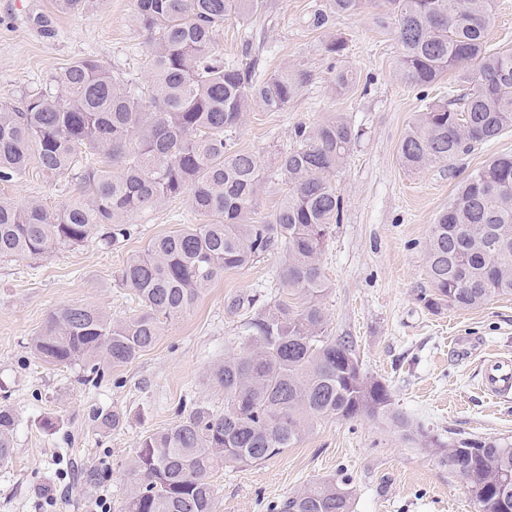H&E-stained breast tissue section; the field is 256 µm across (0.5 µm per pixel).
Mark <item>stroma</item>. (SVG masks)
Wrapping results in <instances>:
<instances>
[{
  "label": "stroma",
  "mask_w": 512,
  "mask_h": 512,
  "mask_svg": "<svg viewBox=\"0 0 512 512\" xmlns=\"http://www.w3.org/2000/svg\"><path fill=\"white\" fill-rule=\"evenodd\" d=\"M269 2L249 28L230 21L216 38L227 58L250 51L266 71L294 63L310 73L287 109L253 112L234 135L237 148L255 153L269 175L254 220L268 218L285 191L271 170L275 151L290 147L294 126L346 117L362 136L334 179L342 212L321 254L328 336L353 342L362 372L386 385L392 410L417 433L446 443L462 436L512 438V400H490L479 388L484 356L512 357V295L475 309H431L420 298L428 286L425 244L437 214L472 170L512 155V131L476 146L454 168L405 170L399 142L424 101L442 99L447 84L425 94L400 82V49L373 0L318 31L306 24L316 0ZM133 13L134 0H88L79 13L60 10L57 0H0V103L20 105L87 56L145 82L146 36ZM35 14L49 19L51 35L27 24ZM336 38L347 45L343 63L353 74L341 93L325 51ZM0 192L56 211L72 187L32 171ZM204 221L180 198L133 216L136 232L117 248L88 242L43 257L0 260V404H8L17 421L13 455L0 465V512H95L102 496L111 512H122L127 461L142 437L174 426L180 406L223 408L224 392L207 372L239 351L247 319L229 313L225 302L255 291L273 298L282 253L226 271L189 311L167 322L151 349L113 368L98 385L84 382L81 365L52 367L30 348L49 313L64 304H88L116 320L135 314L137 304L114 272L153 237ZM102 409L122 413L123 426L102 431L94 417ZM47 418L48 428L42 425ZM93 466L103 472L95 488L80 479L81 470ZM328 477L346 482L352 512H476L467 488L429 447L405 442L389 421L365 417L322 421L295 447L261 464L219 467L216 512H269L271 504Z\"/></svg>",
  "instance_id": "obj_1"
}]
</instances>
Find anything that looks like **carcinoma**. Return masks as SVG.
Returning a JSON list of instances; mask_svg holds the SVG:
<instances>
[{"mask_svg": "<svg viewBox=\"0 0 512 512\" xmlns=\"http://www.w3.org/2000/svg\"><path fill=\"white\" fill-rule=\"evenodd\" d=\"M400 47L397 74L427 89L450 75L446 98L408 125L398 147L408 171L453 167L478 144L512 129V47L488 45L491 0H373ZM363 0H325L308 27L328 28ZM267 0H135L134 19L147 35L148 80L125 79L101 61L72 62L22 105L0 104V185L35 169L66 177L75 197L61 210L24 206L0 194V259L41 256L90 240L104 249L132 237L130 218L187 196L211 218L152 238L123 260L118 285L141 312L114 321L86 304L47 317L31 349L53 366L82 363L84 381L133 362L162 335V319L190 310L203 290L281 251L276 296L228 299L232 314L252 313L240 351L210 368L224 390V410L179 409L177 423L150 433L128 462L124 512H215L213 474L222 464L249 466L293 448L317 423L359 416L385 418L414 441L408 420L390 409L382 382L362 373L352 345L326 336L328 290L320 255L341 198L333 177L361 133L343 116L297 124L292 145L275 157L287 186L264 221L250 218L266 179L257 156L235 148L232 133L248 114L280 112L310 80L298 64L273 72L256 58L229 60L214 46L228 21L248 23ZM431 308H472L512 294V155L470 174L432 224L426 244ZM108 430L122 415L98 411ZM15 415L0 406V464L12 457ZM438 464L467 476L477 512H502L512 500V441H429ZM270 512H352L344 483L313 481L270 505Z\"/></svg>", "mask_w": 512, "mask_h": 512, "instance_id": "obj_1", "label": "carcinoma"}]
</instances>
